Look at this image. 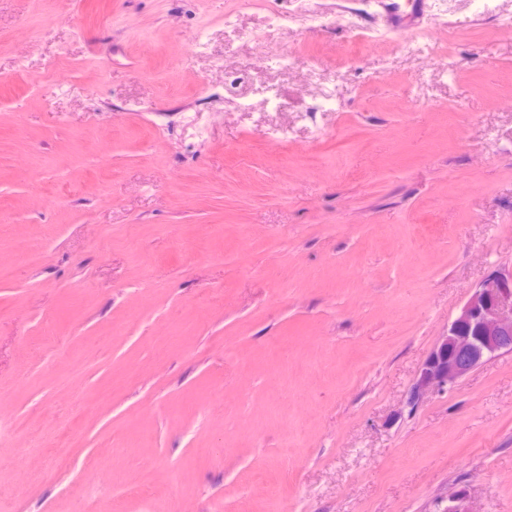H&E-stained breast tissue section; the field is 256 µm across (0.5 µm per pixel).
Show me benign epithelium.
<instances>
[{
	"label": "benign epithelium",
	"mask_w": 512,
	"mask_h": 512,
	"mask_svg": "<svg viewBox=\"0 0 512 512\" xmlns=\"http://www.w3.org/2000/svg\"><path fill=\"white\" fill-rule=\"evenodd\" d=\"M504 352H512V269L495 271L474 288L423 362L405 407L414 410L426 397L455 387ZM440 512H472L466 491L449 495Z\"/></svg>",
	"instance_id": "7a95c632"
}]
</instances>
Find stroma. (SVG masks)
Here are the masks:
<instances>
[{"label": "stroma", "mask_w": 512, "mask_h": 512, "mask_svg": "<svg viewBox=\"0 0 512 512\" xmlns=\"http://www.w3.org/2000/svg\"><path fill=\"white\" fill-rule=\"evenodd\" d=\"M340 7L0 0V512H512V353L404 406L512 268V33ZM423 0H411V11L406 13L401 10L399 3L395 0L380 1L387 12V22L390 29L398 36L407 37L412 30L421 24L422 15H419L418 6ZM292 22L293 17L291 13H276L269 17L266 37L264 41L260 40L257 43V47L261 51L265 52L268 65L279 68H285L287 66L288 68H292L294 65L292 67L289 66L292 65L293 63H296V57L292 52L287 54L279 51H265V48H267V46L265 45V41H273L276 35L284 28H287Z\"/></svg>", "instance_id": "obj_1"}]
</instances>
